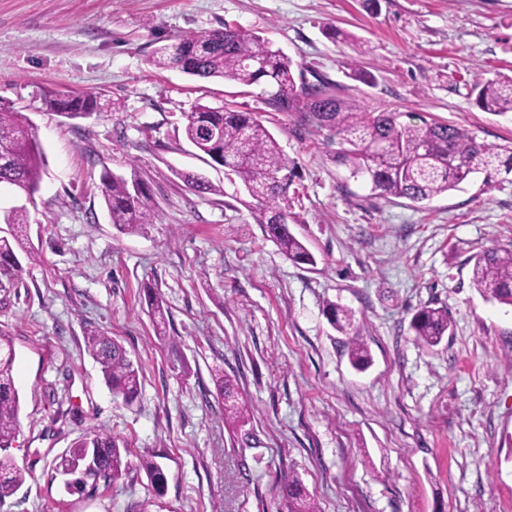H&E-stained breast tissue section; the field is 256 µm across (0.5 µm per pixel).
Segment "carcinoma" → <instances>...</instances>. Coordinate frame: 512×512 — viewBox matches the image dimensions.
<instances>
[{
    "mask_svg": "<svg viewBox=\"0 0 512 512\" xmlns=\"http://www.w3.org/2000/svg\"><path fill=\"white\" fill-rule=\"evenodd\" d=\"M151 63L161 69L175 68L201 79L233 81L243 86L267 85L270 105L279 112H303L326 140L337 143L336 162L351 178H361L381 197L395 196L420 203L456 189L473 175L493 174L504 168L512 171V146L480 142L456 125L424 121L403 124L395 112H368L341 99L331 84L316 78L306 80L295 73L292 61L261 35L241 27L224 25L204 35H184L177 43L157 48ZM476 104L486 112H512V76H500L475 85ZM46 110L69 119H84L115 104L101 102L96 93L72 94L48 91ZM186 140L211 162L224 168L225 175L239 178L248 195L256 201L257 223L288 260L312 265L315 258L288 226L284 205L295 178V165L285 157L273 134L251 112L213 108L195 103L185 113ZM46 172V157L27 120L18 112L0 109V188L14 194L19 203L0 207V279L18 276L17 252L32 256L24 233L29 211L24 201H33ZM199 195H218L223 188L193 175L184 176ZM101 193L113 227L132 233L144 224H153L157 214L149 203L148 188L136 176L117 175L104 170ZM472 285L489 300L512 306V248L493 247L471 257ZM148 307L158 330L165 324L162 300L148 296ZM331 325L340 332L352 326L353 313L334 303L326 308ZM450 327L448 310L424 306L411 316L409 330L425 346L438 345ZM88 353L100 367L113 396L132 402L141 386V369L126 349L106 332H86ZM352 366L366 369L370 357L365 344L353 338L347 345ZM15 350L10 337L0 332V499L15 493L24 483L25 471L8 451L19 431L20 397L14 380ZM225 419L235 425L247 421L248 407L234 401L225 405ZM155 490L166 482L163 467L150 457L140 459ZM83 469L82 487H95L98 475L109 474L112 481L130 469L127 449L112 434L93 429L75 441L56 459V470ZM288 512H317L303 487L288 485Z\"/></svg>",
    "mask_w": 512,
    "mask_h": 512,
    "instance_id": "cac0c4a2",
    "label": "carcinoma"
}]
</instances>
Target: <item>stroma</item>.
<instances>
[{
    "instance_id": "35a3bbf8",
    "label": "stroma",
    "mask_w": 512,
    "mask_h": 512,
    "mask_svg": "<svg viewBox=\"0 0 512 512\" xmlns=\"http://www.w3.org/2000/svg\"><path fill=\"white\" fill-rule=\"evenodd\" d=\"M258 32L344 100L403 122H447L512 143V114L475 102V85L512 75V0H0V107L22 113L47 173L30 204L33 258L0 292L14 344L21 429L9 450L26 471L0 512H288L299 481L319 512H512V307L471 284L472 255L512 244V172L415 203L349 179L336 148L261 87L151 65L153 50L223 25ZM348 40L329 37V27ZM367 81L348 77V65ZM51 89L99 92L117 108L71 120L45 111ZM254 113L298 176L288 224L315 258L289 261L183 132L195 102ZM137 174L158 217L110 224L103 170ZM223 185L201 197L186 175ZM166 309L156 336L147 294ZM351 309L349 334L325 308ZM447 308L451 331L415 341L412 313ZM115 336L141 366L132 404L115 398L84 343ZM360 336L359 372L343 347ZM224 371L249 420L224 418ZM131 467L69 492L55 458L93 428ZM161 463L155 493L141 457Z\"/></svg>"
}]
</instances>
